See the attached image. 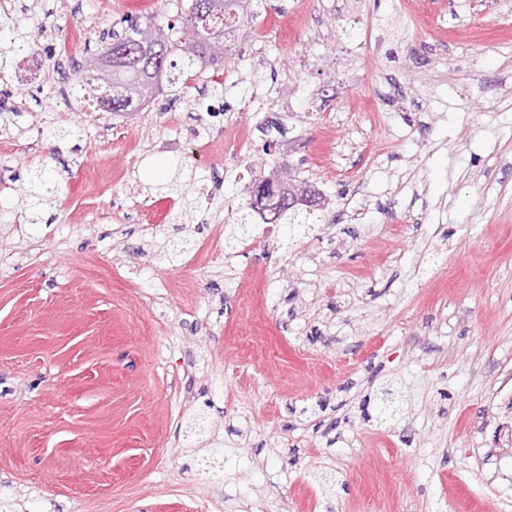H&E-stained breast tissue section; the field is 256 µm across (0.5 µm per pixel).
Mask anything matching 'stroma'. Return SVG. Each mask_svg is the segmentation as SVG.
<instances>
[{
	"label": "stroma",
	"instance_id": "1",
	"mask_svg": "<svg viewBox=\"0 0 512 512\" xmlns=\"http://www.w3.org/2000/svg\"><path fill=\"white\" fill-rule=\"evenodd\" d=\"M1 5L45 63L29 82L0 52V512L512 500V0H260L223 85L205 71L119 116L87 109L82 65L188 0ZM244 125L248 153H226ZM31 126L69 134L48 153ZM37 167L56 193L33 216ZM276 171L328 221L226 253L230 207ZM389 383L407 410L383 426Z\"/></svg>",
	"mask_w": 512,
	"mask_h": 512
}]
</instances>
